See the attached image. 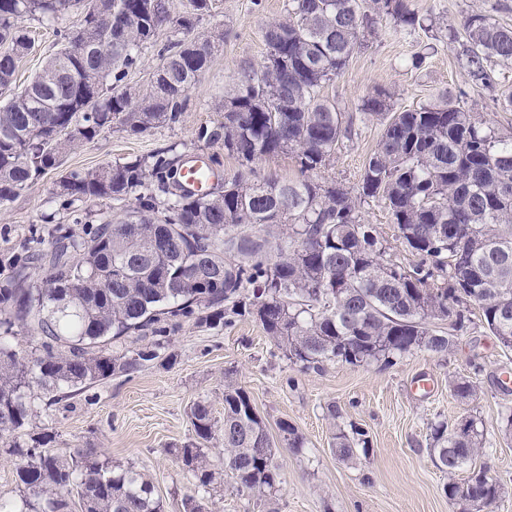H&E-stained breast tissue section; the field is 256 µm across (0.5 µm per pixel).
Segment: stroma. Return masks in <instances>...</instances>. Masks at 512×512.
<instances>
[{
    "label": "stroma",
    "instance_id": "1",
    "mask_svg": "<svg viewBox=\"0 0 512 512\" xmlns=\"http://www.w3.org/2000/svg\"><path fill=\"white\" fill-rule=\"evenodd\" d=\"M211 14L197 28L223 30L208 69L188 93V107L178 123L131 136L118 129L102 131L93 141L69 153L61 167L48 171L0 210V281L9 277L7 256L21 252L32 231L52 232L54 225H97L104 215L122 216L123 206L107 201H78L66 205L53 198L54 182L66 172L104 163H122L169 146L177 151L205 152L216 157L225 176L240 169L223 142L199 141L200 127L213 126L225 94L243 73L261 66L267 54L263 28L268 20L288 14V0H213ZM424 20L415 30L394 29L378 21L352 53L343 72L325 84L322 93L339 111L352 115V137L344 141L319 180L355 185L366 156L378 145L383 125L360 110L376 91L389 95L393 111L434 102L445 93L476 117L505 135H512V111H502L495 91L474 85L459 58L461 41L449 40V29L460 28L464 17L479 10L502 25L512 26V0H408ZM25 25L38 34V44L18 64V82L29 81L43 59L57 50L50 26L34 18ZM173 26L162 27L154 43L144 47L128 88L145 94L159 63L158 50L178 39ZM422 58L411 67V56ZM81 213L84 224L73 222ZM366 223L386 240L387 259L406 263L412 256L396 238L387 209L378 201L364 203ZM482 370L474 372L471 359ZM512 369V352L471 313L459 334L457 348L444 356L415 352L392 365L327 364L323 370L302 371L286 360L248 316L214 329L193 322L172 331L158 359L137 372L116 375L92 384L74 398L41 406L38 428L48 430L61 454L90 450L110 461L145 472L153 481L165 512H182L183 497L194 494L192 481L177 466L175 448L194 438L187 410L197 398H208L216 418L224 416V384L246 388L265 420L271 439H278L280 422L293 424L305 439L300 451L278 448L283 483L275 496L278 512H462L463 503L444 492L446 473L426 453L431 427H449L465 418L484 426L485 446L476 462L487 465L501 484V494L481 512H512V440L504 439L501 416L512 410V392L493 383L497 372ZM472 378L478 387L469 401L455 398L450 379ZM337 417H330L329 407ZM358 426L369 440V452L356 464L340 462L331 447L336 427Z\"/></svg>",
    "mask_w": 512,
    "mask_h": 512
}]
</instances>
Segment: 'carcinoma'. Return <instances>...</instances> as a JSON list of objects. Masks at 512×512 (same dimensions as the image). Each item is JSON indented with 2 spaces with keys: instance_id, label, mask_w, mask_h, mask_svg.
<instances>
[{
  "instance_id": "cac0c4a2",
  "label": "carcinoma",
  "mask_w": 512,
  "mask_h": 512,
  "mask_svg": "<svg viewBox=\"0 0 512 512\" xmlns=\"http://www.w3.org/2000/svg\"><path fill=\"white\" fill-rule=\"evenodd\" d=\"M289 0L288 16L264 27L268 53L260 71L244 75L224 98V116L198 137L224 140L241 166L283 152L301 172L330 165L352 120L322 95L346 67L360 36L379 19L401 29L424 26L407 0ZM84 7L76 30L56 29L58 49L42 70L15 86L19 61L35 41L26 16L55 23ZM171 18L166 0H0V208L63 158L114 125L138 135L180 121L188 92L208 68L219 32L196 31L212 0H190ZM175 23L184 38L158 52L149 94L122 82L143 46ZM463 66L471 81L496 86L495 66L512 65V27L472 12L463 21ZM361 111L383 121L377 148L354 186L303 180L262 182L237 173L203 195L184 191L182 159L172 149L123 164L71 171L53 195L72 203L134 199L125 218H104L77 235L57 228L47 240L7 258L15 274L0 282V436L33 427L38 391L61 401L114 375L132 373L159 357L157 334L186 319L214 328L251 316L290 364L321 370L331 362L389 365L423 351L442 356L457 345L471 308L500 346L512 351V138L444 96L436 103L390 111L387 95L366 98ZM382 202L397 238L416 257L408 267L386 260V244L364 221L361 204ZM280 242L268 249L267 235ZM46 270L41 281L28 270ZM448 323V331L432 323ZM21 328L31 350L13 346ZM152 339L151 345L111 351L106 342ZM466 401L476 385L448 382ZM188 417L196 440L175 451L178 467L203 496L182 499L183 512H209L223 491L201 443L224 450V473L236 492L266 506L282 483L275 445L250 394L224 385V419L198 398ZM463 435L432 427L431 459L448 472L445 492L459 501L457 472L483 448L484 433L468 420ZM280 442L297 450V428L279 423ZM0 450L18 460L22 506L0 500V512H165L150 478L134 467L109 465L93 452L66 457L49 447L47 431ZM367 433L341 427L332 449L342 462L368 451ZM463 482L481 508L500 493L485 468Z\"/></svg>"
}]
</instances>
